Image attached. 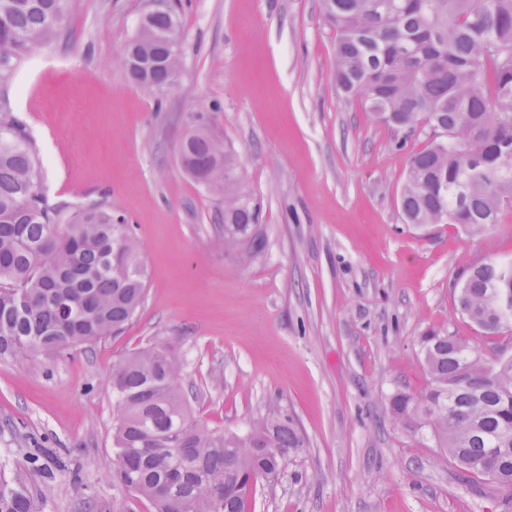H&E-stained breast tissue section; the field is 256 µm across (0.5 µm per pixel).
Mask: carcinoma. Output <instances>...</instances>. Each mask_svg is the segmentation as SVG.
<instances>
[{
  "label": "carcinoma",
  "instance_id": "cac0c4a2",
  "mask_svg": "<svg viewBox=\"0 0 512 512\" xmlns=\"http://www.w3.org/2000/svg\"><path fill=\"white\" fill-rule=\"evenodd\" d=\"M73 0H0V88L19 63L62 30ZM336 31L334 80L361 94L381 122L428 130L409 158L400 205L408 224H459L485 233L512 209V0H322ZM178 21L168 12L138 28L123 63L129 79L160 90L178 75ZM187 169H212L224 195V247L249 264L264 247L257 214L241 193L234 155L189 129ZM41 162L23 126L0 99V360L60 358L120 334L145 294L141 246L124 216L104 203L65 219L41 191ZM457 308L485 337L512 328L501 300L512 297V260L466 265ZM429 375L418 394L390 402L396 422L432 428L465 473L512 496V357L486 362L465 339L423 336ZM112 481L154 512H246L251 483L273 482L303 447L277 407L239 433L197 419L184 364L162 342L112 369ZM0 512H42V499L0 468Z\"/></svg>",
  "mask_w": 512,
  "mask_h": 512
}]
</instances>
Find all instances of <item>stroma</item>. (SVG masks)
<instances>
[{"label": "stroma", "instance_id": "1", "mask_svg": "<svg viewBox=\"0 0 512 512\" xmlns=\"http://www.w3.org/2000/svg\"><path fill=\"white\" fill-rule=\"evenodd\" d=\"M151 9L173 11L177 80L132 84L123 49ZM322 0H74L57 38L4 95L42 164L50 205L106 203L142 246L146 290L124 332L28 367L0 361V460L44 512H153L112 482V368L172 346L195 416L243 431L276 404L305 443L247 512H512L486 478L464 479L429 426L390 413L427 385L420 338L486 339L459 313L467 264L512 259V211L484 234L405 223L400 191L425 134L392 129L333 81ZM230 148L265 246L250 265L224 247V197L178 160L190 116Z\"/></svg>", "mask_w": 512, "mask_h": 512}]
</instances>
